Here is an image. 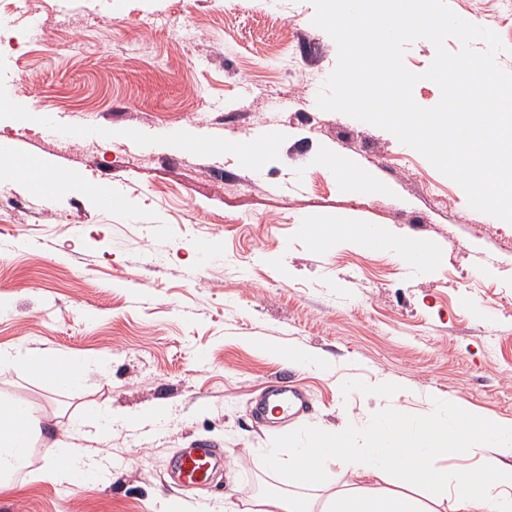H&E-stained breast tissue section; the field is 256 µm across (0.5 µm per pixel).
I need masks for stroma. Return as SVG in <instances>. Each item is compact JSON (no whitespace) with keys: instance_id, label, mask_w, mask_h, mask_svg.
<instances>
[{"instance_id":"1","label":"stroma","mask_w":512,"mask_h":512,"mask_svg":"<svg viewBox=\"0 0 512 512\" xmlns=\"http://www.w3.org/2000/svg\"><path fill=\"white\" fill-rule=\"evenodd\" d=\"M448 4L501 37L497 62L512 71V16L496 0ZM314 14L310 0H28L0 14L14 36L0 93L15 105L0 112V164L36 159L124 197L108 210L0 183V348L104 363L71 391L0 364V393L41 421L39 458L0 512H224L235 488L287 493L268 450L319 426L416 420L458 400L512 421V224L471 209L390 132L317 107L337 46ZM31 23L40 44L22 36ZM52 118L88 132L49 135ZM118 126L138 140L112 138ZM187 134L200 148L180 145ZM257 137L277 146L255 170L208 148ZM346 168L378 192L346 186ZM333 223L373 226L389 244L316 246L313 225ZM411 239L438 263L405 264L396 250ZM269 342L329 366L288 363ZM281 381L309 401L284 432L254 416ZM158 407L160 421L140 420ZM108 414L103 482L53 480L54 439ZM196 440L223 452L224 474L177 485L173 460Z\"/></svg>"}]
</instances>
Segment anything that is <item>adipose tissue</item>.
<instances>
[{"label": "adipose tissue", "mask_w": 512, "mask_h": 512, "mask_svg": "<svg viewBox=\"0 0 512 512\" xmlns=\"http://www.w3.org/2000/svg\"><path fill=\"white\" fill-rule=\"evenodd\" d=\"M7 177L51 197L78 191L96 197L81 182L60 180L39 162L26 160L8 166ZM53 384L73 388L96 372L85 359L54 350L32 348L22 355ZM37 417L17 398H0V465L11 468L30 447ZM111 417H103L95 431L73 425L59 443L50 474L61 483L79 484L97 479L105 466L93 451L110 437ZM312 445L292 449L288 456L272 452L271 469L287 470L294 488L288 497L252 498L248 512H512V421H504L459 403L448 416L432 412L419 422L390 414L375 422L365 418L340 428L324 426L312 436ZM481 454L477 471H448L435 464L437 456ZM335 458L347 477L336 490L312 497L321 486L325 458ZM380 478V486L358 484V477Z\"/></svg>", "instance_id": "adipose-tissue-1"}]
</instances>
